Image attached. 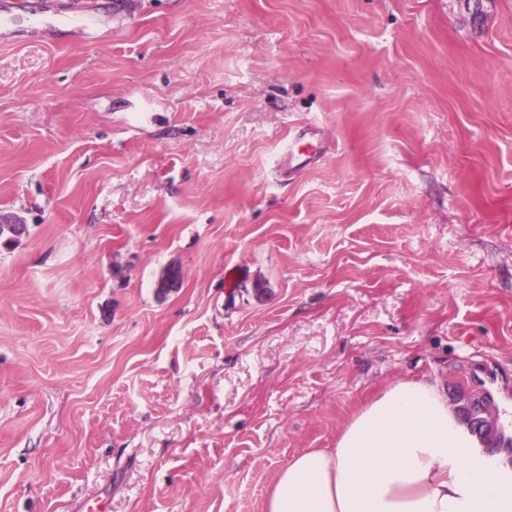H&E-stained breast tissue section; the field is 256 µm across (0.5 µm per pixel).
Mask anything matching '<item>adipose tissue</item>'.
I'll return each mask as SVG.
<instances>
[{"instance_id": "obj_1", "label": "adipose tissue", "mask_w": 512, "mask_h": 512, "mask_svg": "<svg viewBox=\"0 0 512 512\" xmlns=\"http://www.w3.org/2000/svg\"><path fill=\"white\" fill-rule=\"evenodd\" d=\"M266 512H512V467L483 450L437 384L400 381L353 415L335 447L294 456Z\"/></svg>"}]
</instances>
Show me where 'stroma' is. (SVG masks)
<instances>
[{
  "instance_id": "35a3bbf8",
  "label": "stroma",
  "mask_w": 512,
  "mask_h": 512,
  "mask_svg": "<svg viewBox=\"0 0 512 512\" xmlns=\"http://www.w3.org/2000/svg\"><path fill=\"white\" fill-rule=\"evenodd\" d=\"M484 9L0 0V512H264L387 385L470 423L484 366L512 423V0ZM309 126L326 154L277 172Z\"/></svg>"
}]
</instances>
